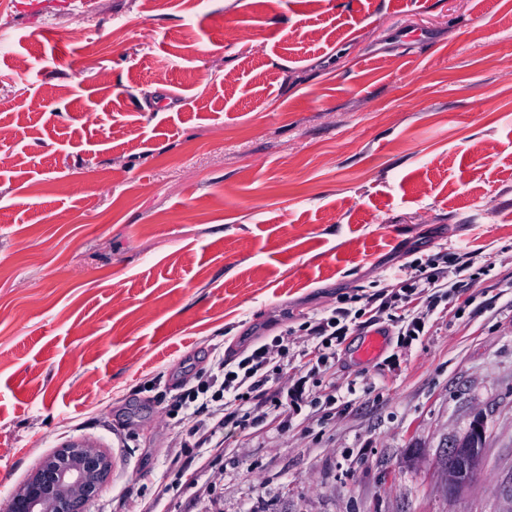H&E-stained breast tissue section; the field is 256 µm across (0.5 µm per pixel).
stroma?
Returning <instances> with one entry per match:
<instances>
[{"instance_id": "stroma-1", "label": "stroma", "mask_w": 512, "mask_h": 512, "mask_svg": "<svg viewBox=\"0 0 512 512\" xmlns=\"http://www.w3.org/2000/svg\"><path fill=\"white\" fill-rule=\"evenodd\" d=\"M0 125V507L73 439L86 512L512 505V0H0ZM464 253L424 336L312 373L296 333L299 408L173 462L218 359ZM481 424L482 420L478 418L469 433L456 438L448 446V466L444 468L448 488L458 485L463 478L468 479L479 468V448H476V443L483 438Z\"/></svg>"}]
</instances>
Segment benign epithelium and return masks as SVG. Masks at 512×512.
<instances>
[{
	"label": "benign epithelium",
	"mask_w": 512,
	"mask_h": 512,
	"mask_svg": "<svg viewBox=\"0 0 512 512\" xmlns=\"http://www.w3.org/2000/svg\"><path fill=\"white\" fill-rule=\"evenodd\" d=\"M482 420L448 446L444 468L448 486L459 484L479 468ZM112 458L95 444L77 440L42 457L29 477L11 494L5 512H85V506L104 486Z\"/></svg>",
	"instance_id": "1"
}]
</instances>
